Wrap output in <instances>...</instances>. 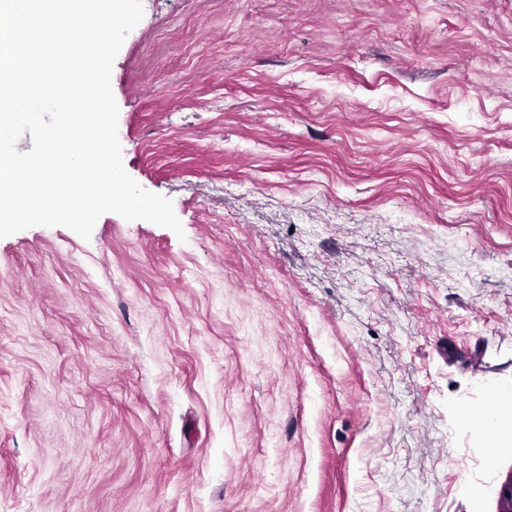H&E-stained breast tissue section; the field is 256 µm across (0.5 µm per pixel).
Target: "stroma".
I'll return each mask as SVG.
<instances>
[{
  "label": "stroma",
  "mask_w": 512,
  "mask_h": 512,
  "mask_svg": "<svg viewBox=\"0 0 512 512\" xmlns=\"http://www.w3.org/2000/svg\"><path fill=\"white\" fill-rule=\"evenodd\" d=\"M103 214L0 240V512H498L512 0H143Z\"/></svg>",
  "instance_id": "obj_1"
}]
</instances>
